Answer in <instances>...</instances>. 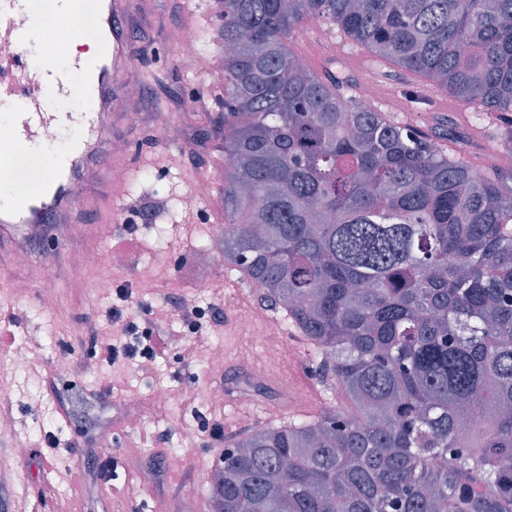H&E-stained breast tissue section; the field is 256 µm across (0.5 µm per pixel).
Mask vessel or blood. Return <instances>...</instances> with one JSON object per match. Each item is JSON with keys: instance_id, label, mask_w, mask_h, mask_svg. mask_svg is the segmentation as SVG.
<instances>
[{"instance_id": "vessel-or-blood-1", "label": "vessel or blood", "mask_w": 512, "mask_h": 512, "mask_svg": "<svg viewBox=\"0 0 512 512\" xmlns=\"http://www.w3.org/2000/svg\"><path fill=\"white\" fill-rule=\"evenodd\" d=\"M95 2L97 19L88 33L82 24L86 0H53L54 10L73 24L72 40L96 47L95 53L80 52L59 65L54 43L44 40L35 20L37 0H0V102L12 107L0 120V265L58 234L96 236V225L80 223L79 216L112 183L108 143L119 118L112 102L124 96L134 71L137 47L130 22L150 3ZM35 41L42 42L43 53L31 62L24 49ZM73 129L77 137L47 170H29L34 189L18 191L21 157Z\"/></svg>"}]
</instances>
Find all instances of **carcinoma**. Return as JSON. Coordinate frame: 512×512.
I'll return each instance as SVG.
<instances>
[{"instance_id": "1", "label": "carcinoma", "mask_w": 512, "mask_h": 512, "mask_svg": "<svg viewBox=\"0 0 512 512\" xmlns=\"http://www.w3.org/2000/svg\"><path fill=\"white\" fill-rule=\"evenodd\" d=\"M321 18L512 145V0H224V259L342 401L225 441L210 512H512V168L343 95Z\"/></svg>"}]
</instances>
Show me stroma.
Instances as JSON below:
<instances>
[{
    "label": "stroma",
    "mask_w": 512,
    "mask_h": 512,
    "mask_svg": "<svg viewBox=\"0 0 512 512\" xmlns=\"http://www.w3.org/2000/svg\"><path fill=\"white\" fill-rule=\"evenodd\" d=\"M157 13L146 28L136 33L135 42L144 52L134 61L143 76L144 96L155 111L170 112L171 123L161 131L153 123L122 121L117 139L137 152L125 169V192L120 211L136 219L140 226L137 242L128 243L111 238L108 243L122 249L127 261L116 277L117 282L136 283V297L152 306L165 304L183 293L194 291L196 278L189 261L199 247L215 245V238L206 234V225L224 217V157L217 150L213 133L224 110V83L219 71L211 65L217 45L199 52L190 60L183 59L177 48L168 42L167 33L173 28L191 27L200 36H214L221 20V0H200L202 10L195 13L189 0H156ZM197 90L211 93L214 104L211 111L182 115L171 112V97ZM448 120L470 140L463 157L473 167L487 170L493 160L483 151L485 142L500 143L499 121L496 113L438 112L420 104L415 111L395 116V123L422 133H431L440 120ZM179 153L185 158L181 169L167 167L169 154ZM212 184V197L200 204V216H190L185 206L195 185L201 181ZM103 239L86 245L81 237L70 239L65 245L70 267L57 271L52 278L32 282L29 268L16 265L0 274V318H15L16 338L39 335L46 323H56L63 335L85 332L100 325L110 305L98 295L96 275L92 268L79 265L78 260L90 248H101ZM59 297L60 305L54 312L43 307L45 295ZM260 291L242 288L229 318L214 328L209 336L192 339L195 353L193 363L182 360L181 350H173L160 364L155 376H138L131 366H108L101 362H85L82 348H75L69 360L73 364L65 386L55 387V351L40 348L34 363L18 366L10 358L11 343L0 344V364L5 365L18 389L7 407L20 421L32 429L63 428L74 444L57 472L47 474L38 466L35 456L17 463L18 481L29 489L23 512H41L34 492L49 486L51 502L69 496L71 485L67 469L84 468L90 455L112 458L116 463V480L105 483L88 480L84 485V512H149L153 503L166 504L168 512H207L206 497L208 471L222 448L199 442L183 451L184 462L176 468L168 467L171 447L148 448L149 458L164 468L163 483L144 481L139 466L130 462L125 445L135 442L146 446L148 436L158 426L180 425L193 421L198 409L194 394L212 384L215 376L208 369L204 354L209 339L224 342L229 363L224 370L227 397L223 406L211 408L212 418L223 419L225 434L241 432L237 419L242 411H249L254 422L266 421V405L271 401L283 403L282 415L297 418L301 411L300 399L308 389H315L320 404L336 400L334 388L325 386L310 363L311 347L292 328H285L284 339L297 349L298 366L294 388H287L277 380L269 379L246 390L243 378L237 372L234 359L242 337L263 331L269 319L282 320L280 311L259 301ZM164 386L172 395L164 406H157L152 393L155 386ZM143 413V424L132 428L131 416ZM112 428L118 441L113 448L94 449L97 430ZM138 486L137 500H129L127 490Z\"/></svg>",
    "instance_id": "obj_1"
}]
</instances>
